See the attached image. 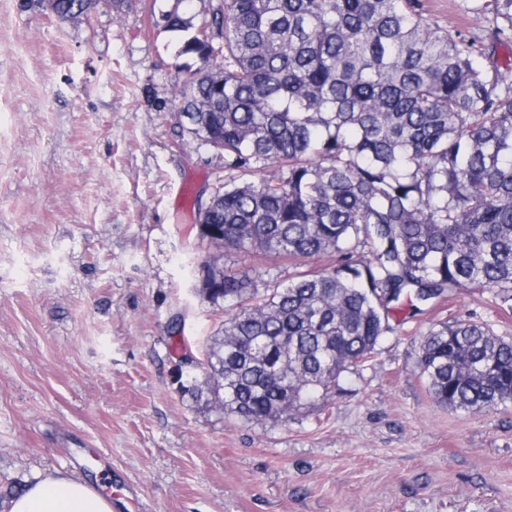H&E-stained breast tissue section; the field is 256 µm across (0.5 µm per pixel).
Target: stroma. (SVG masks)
<instances>
[{
    "label": "stroma",
    "mask_w": 512,
    "mask_h": 512,
    "mask_svg": "<svg viewBox=\"0 0 512 512\" xmlns=\"http://www.w3.org/2000/svg\"><path fill=\"white\" fill-rule=\"evenodd\" d=\"M176 0L61 21L0 0V495L69 471L112 512H512V401L459 413L431 395L423 340L469 320L512 340L494 291L399 310L334 393L288 423L193 402L175 377L223 307L200 296L198 211L224 156L183 132L192 65L152 22ZM433 27L484 37L475 0H422ZM258 288L285 261L230 253Z\"/></svg>",
    "instance_id": "1"
}]
</instances>
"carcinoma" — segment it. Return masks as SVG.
<instances>
[{"label":"carcinoma","mask_w":512,"mask_h":512,"mask_svg":"<svg viewBox=\"0 0 512 512\" xmlns=\"http://www.w3.org/2000/svg\"><path fill=\"white\" fill-rule=\"evenodd\" d=\"M62 20L100 0H50ZM489 43L432 28L418 0H216L164 28L201 66L174 87L186 131L224 154L200 237L303 262L339 255L257 297L222 275L224 301L182 393L286 423L370 354L403 297L488 288L512 309V0H481ZM272 167L278 176L241 181ZM363 246L371 257L353 259ZM420 364L434 399L469 413L512 400V341L486 325L433 327Z\"/></svg>","instance_id":"cac0c4a2"}]
</instances>
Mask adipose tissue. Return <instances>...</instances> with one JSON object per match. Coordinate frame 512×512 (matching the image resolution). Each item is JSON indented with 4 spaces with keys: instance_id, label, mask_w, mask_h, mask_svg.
Instances as JSON below:
<instances>
[{
    "instance_id": "1",
    "label": "adipose tissue",
    "mask_w": 512,
    "mask_h": 512,
    "mask_svg": "<svg viewBox=\"0 0 512 512\" xmlns=\"http://www.w3.org/2000/svg\"><path fill=\"white\" fill-rule=\"evenodd\" d=\"M8 512H112V501L81 478L60 473L29 482L11 497Z\"/></svg>"
}]
</instances>
